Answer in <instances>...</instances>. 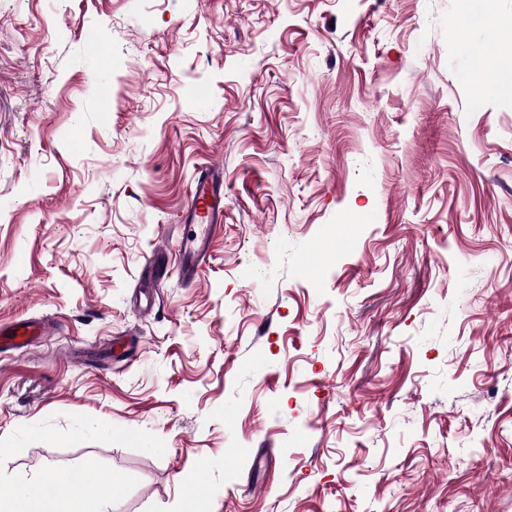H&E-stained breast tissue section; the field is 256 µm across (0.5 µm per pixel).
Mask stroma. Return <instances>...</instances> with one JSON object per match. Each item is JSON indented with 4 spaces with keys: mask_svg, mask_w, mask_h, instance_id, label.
I'll return each mask as SVG.
<instances>
[{
    "mask_svg": "<svg viewBox=\"0 0 512 512\" xmlns=\"http://www.w3.org/2000/svg\"><path fill=\"white\" fill-rule=\"evenodd\" d=\"M491 22L512 0H0V322L55 326L0 355V481L89 462L107 512H512ZM205 165L208 264L140 316ZM168 242L166 237L159 238L154 248L152 249L150 256L145 260L144 269L146 276L141 279L146 284L153 283L159 278H162L167 274V266L160 259L164 252L167 250Z\"/></svg>",
    "mask_w": 512,
    "mask_h": 512,
    "instance_id": "1",
    "label": "stroma"
}]
</instances>
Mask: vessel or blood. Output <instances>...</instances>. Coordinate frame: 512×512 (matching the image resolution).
<instances>
[{
	"mask_svg": "<svg viewBox=\"0 0 512 512\" xmlns=\"http://www.w3.org/2000/svg\"><path fill=\"white\" fill-rule=\"evenodd\" d=\"M188 217L193 224H196L197 230L184 243L178 274L185 278H193L199 274L206 261L211 240L223 229V181L213 172L201 173L188 206ZM167 246L166 238L162 237L156 241L145 260V283L155 282L166 275L167 266L162 262L161 257ZM48 332L49 327L44 323H0V354L27 347Z\"/></svg>",
	"mask_w": 512,
	"mask_h": 512,
	"instance_id": "obj_1",
	"label": "vessel or blood"
}]
</instances>
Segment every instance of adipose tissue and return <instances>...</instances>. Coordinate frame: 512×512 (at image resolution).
Returning <instances> with one entry per match:
<instances>
[{"instance_id":"1","label":"adipose tissue","mask_w":512,"mask_h":512,"mask_svg":"<svg viewBox=\"0 0 512 512\" xmlns=\"http://www.w3.org/2000/svg\"><path fill=\"white\" fill-rule=\"evenodd\" d=\"M49 480L58 485L56 495L45 496L39 491ZM108 498L107 484L89 466L41 473L20 485L0 483V512H90L88 501H95L102 510Z\"/></svg>"}]
</instances>
